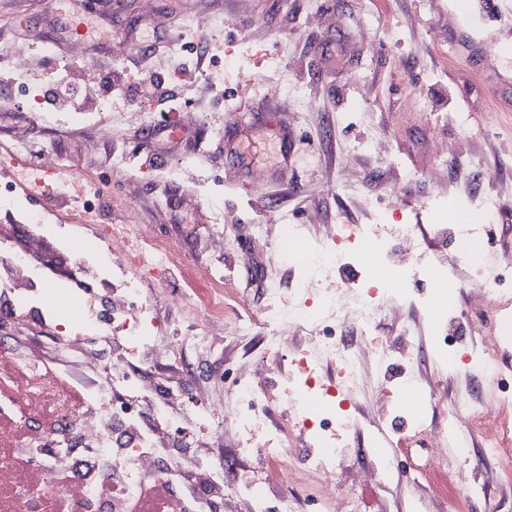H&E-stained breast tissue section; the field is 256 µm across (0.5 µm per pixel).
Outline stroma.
Masks as SVG:
<instances>
[{"instance_id":"1","label":"stroma","mask_w":512,"mask_h":512,"mask_svg":"<svg viewBox=\"0 0 512 512\" xmlns=\"http://www.w3.org/2000/svg\"><path fill=\"white\" fill-rule=\"evenodd\" d=\"M202 26L191 42H204L215 57L207 76L224 96L211 102L185 76V112L160 111L144 99L148 125L129 126L126 104L86 113L74 124L68 112L0 117V141L21 139L67 156L71 166L102 186L103 201L124 207L132 221L154 235L178 242L190 263L214 265L224 284L245 297L250 309H266L271 291L287 297L299 276L296 254L328 227L348 224L378 237L387 228L380 212L400 207L402 221L417 227L420 246L433 258H455L448 274L459 280L458 308L500 336L505 347L496 371L484 377V395L494 399L500 384L512 383V321L488 310L467 280V265L456 242L436 233L430 209L439 200L460 199L454 224L469 222V206L492 197L498 207L483 238L484 266L495 273L512 267V155L497 143L512 138V27L484 17H461L457 0H198ZM314 25H305L309 14ZM236 17L231 28L211 19ZM257 74L244 83L238 69ZM417 96L420 109L404 111ZM124 157L126 178L112 175ZM351 183L344 193L338 182ZM411 192L405 205L397 190ZM224 215V237L205 234L213 209ZM297 226L285 239L284 224ZM376 333L393 346L421 345L418 370L438 383L449 400L468 396L473 382L449 375L434 348L436 330L407 305L388 311ZM401 381L399 364L368 363L367 395L350 412L359 425L337 428L345 451L336 474L337 492H347V470L375 460L372 430L384 419L396 445L393 474L384 485L363 491V512H512V495L489 488L477 499L456 490L433 496L420 477L433 448L417 440V427L445 428L442 409L420 402L397 413L376 396L381 380ZM445 472H485L495 463L479 436L465 449L444 450Z\"/></svg>"}]
</instances>
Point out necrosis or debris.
<instances>
[{"mask_svg":"<svg viewBox=\"0 0 512 512\" xmlns=\"http://www.w3.org/2000/svg\"><path fill=\"white\" fill-rule=\"evenodd\" d=\"M28 196L18 185H0V212L16 216L15 227L25 237L21 249L0 238V318L12 320L0 329V512H268L273 500L279 512H296L288 493L293 485L313 487L320 512H360L356 492H336L339 451L321 443L333 420L313 402L345 409L358 401L362 364L369 358L384 367L399 357L409 384H416L418 348L407 343L395 349L373 334L388 308L407 299L393 276L425 258L413 225H392V235L404 244L399 251H383L374 239L353 232L314 243L300 261L307 277L290 289L287 306L259 314L225 291L223 273L186 275L177 244L155 239L125 216L87 226L59 224L54 232L66 259L60 278L68 296L104 301L98 312L70 316L56 308L42 262L44 217L24 210ZM482 248L481 237L465 238L470 283L497 311H507L503 280L485 275ZM364 250L376 259L378 273L363 286L311 299L315 283L331 279ZM177 272L185 276L179 296L187 328L172 336L144 287ZM260 322L274 330L264 339L267 356L289 357L283 381L259 369L241 377L232 393L198 399L196 362L212 357L225 336L249 339ZM343 322L357 325L359 336L340 334ZM300 331L309 333L308 347H293ZM444 345L449 369L474 374L496 360L503 342L483 334L463 352L453 339ZM149 365L170 367L175 380L149 388ZM422 396L448 410L447 428L427 433L436 447L468 431L479 433L494 455L512 445V422L500 412L512 403V388L480 405H449L434 387ZM280 407L285 415L270 424L271 411ZM191 423L208 432L215 451L223 450L226 430L244 431L259 454L257 468L241 470L235 454L219 464L194 458L185 472L169 465L156 451L159 440L181 452ZM303 438L322 449L302 468L291 446Z\"/></svg>","mask_w":512,"mask_h":512,"instance_id":"1","label":"necrosis or debris"}]
</instances>
